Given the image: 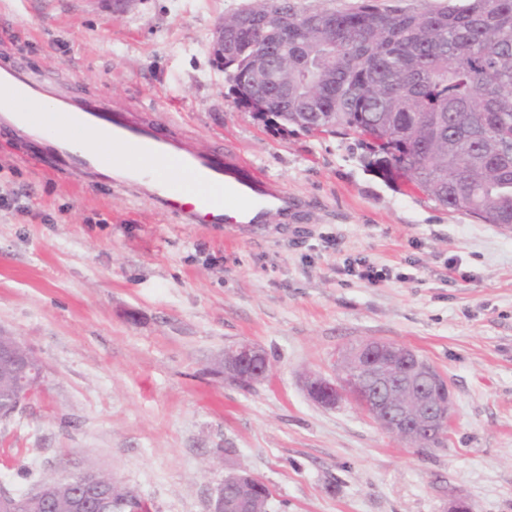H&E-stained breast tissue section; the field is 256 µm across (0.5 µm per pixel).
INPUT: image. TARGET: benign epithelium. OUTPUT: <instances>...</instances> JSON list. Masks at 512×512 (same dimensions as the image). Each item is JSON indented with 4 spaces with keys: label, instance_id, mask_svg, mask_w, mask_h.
<instances>
[{
    "label": "benign epithelium",
    "instance_id": "obj_1",
    "mask_svg": "<svg viewBox=\"0 0 512 512\" xmlns=\"http://www.w3.org/2000/svg\"><path fill=\"white\" fill-rule=\"evenodd\" d=\"M210 51L215 59L224 62L222 21L214 27ZM252 77L259 87L268 81L270 70L265 57L254 59ZM346 357L352 364L365 365L367 378L348 385L334 375H312L306 379L305 389L315 403L333 408L347 400L385 431L412 445L425 442L427 436L446 434L452 420L451 406L437 408L426 389V383L439 371L419 360L412 348L396 342L372 340L362 343ZM32 362V352L26 346L10 333L0 332V363L8 366L18 378V385L5 393V400L0 405V421L12 419L32 396V386L28 383ZM218 366L224 375L243 385L263 382L271 370L266 352L249 342H240L224 350ZM63 481L74 487L72 512H87L95 506V501L82 491L86 484H92L99 497L109 496L99 479V472L85 470L43 482L26 493L17 494L0 488V512H26L33 502L46 507L55 500L57 485ZM270 498L269 488L259 479L246 472L233 471L224 475L210 500L209 512H255V503L261 499L267 503Z\"/></svg>",
    "mask_w": 512,
    "mask_h": 512
}]
</instances>
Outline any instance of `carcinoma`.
I'll return each instance as SVG.
<instances>
[{"label": "carcinoma", "mask_w": 512, "mask_h": 512, "mask_svg": "<svg viewBox=\"0 0 512 512\" xmlns=\"http://www.w3.org/2000/svg\"><path fill=\"white\" fill-rule=\"evenodd\" d=\"M224 33L236 102L266 126L353 132L388 173L483 224H512V0L407 11L378 0L300 13L288 0ZM288 12V38L273 18ZM288 76L258 92L253 58Z\"/></svg>", "instance_id": "obj_1"}]
</instances>
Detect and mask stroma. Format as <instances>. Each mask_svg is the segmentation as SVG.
<instances>
[{
  "label": "stroma",
  "mask_w": 512,
  "mask_h": 512,
  "mask_svg": "<svg viewBox=\"0 0 512 512\" xmlns=\"http://www.w3.org/2000/svg\"><path fill=\"white\" fill-rule=\"evenodd\" d=\"M113 2L0 0V71L230 149L309 206L287 225L184 224L110 170L47 168L0 133V328L43 371L0 421V487L94 469L152 512H208L233 468L270 488L271 512H512V232L386 175L356 136L267 128L238 106L209 44L249 0ZM356 259L391 278L360 281ZM369 340L447 378L444 446L308 397L305 377ZM241 341L271 362L250 388L214 372Z\"/></svg>",
  "instance_id": "35a3bbf8"
}]
</instances>
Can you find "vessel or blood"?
I'll return each mask as SVG.
<instances>
[{
    "label": "vessel or blood",
    "instance_id": "obj_1",
    "mask_svg": "<svg viewBox=\"0 0 512 512\" xmlns=\"http://www.w3.org/2000/svg\"><path fill=\"white\" fill-rule=\"evenodd\" d=\"M38 87V82L20 66L10 72L8 79H0V88L21 96ZM67 114L71 132L56 134L47 148L45 165L54 169H95L98 156L76 151L73 133L93 134L111 141L128 156L127 161L113 167V180L143 193L161 211L177 214L182 223L214 227L283 224L301 208L300 201L278 180L242 163L224 148L208 151L189 148L181 140L161 133L152 121L135 122L124 112L107 111L76 96L70 98ZM0 122L42 134L48 131L42 121L25 112L5 111ZM166 163L175 164L188 174L202 186V193L189 194L178 183L161 175L158 168ZM210 186L223 188V198L209 196L206 189Z\"/></svg>",
    "mask_w": 512,
    "mask_h": 512
}]
</instances>
